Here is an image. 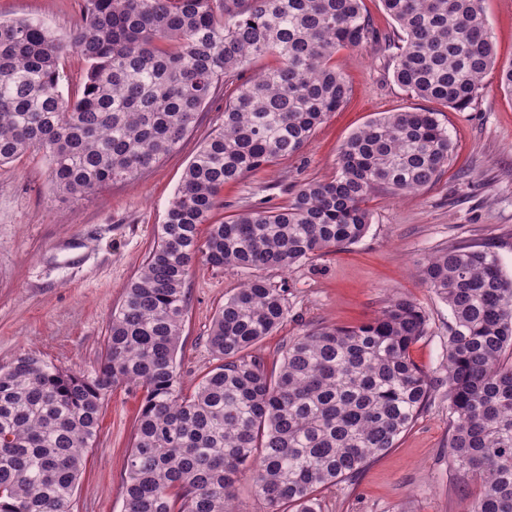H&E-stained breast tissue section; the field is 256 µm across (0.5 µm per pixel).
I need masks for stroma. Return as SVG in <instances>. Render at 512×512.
Wrapping results in <instances>:
<instances>
[{
  "label": "stroma",
  "instance_id": "stroma-1",
  "mask_svg": "<svg viewBox=\"0 0 512 512\" xmlns=\"http://www.w3.org/2000/svg\"><path fill=\"white\" fill-rule=\"evenodd\" d=\"M82 4L0 0V17L35 18L63 34L80 23ZM364 5L373 39L336 55L351 86L348 102L298 154L225 186L223 212L263 202L276 207L299 185L330 179L342 143L378 113L436 112L454 151L432 184L403 199L374 193L367 203L371 226L359 243L288 270H263L272 285L286 289L288 316L257 352L267 364L278 363L290 338L318 326L366 322L401 293L427 318L412 356L437 372L451 317L420 280V262L448 247H487L512 276V96L498 89L492 74L475 104L462 112L406 92L393 80L388 48L398 37L397 25L380 0ZM484 8L499 63H512V0H484ZM223 119L219 97L180 146L144 176L79 201L55 194L41 157L0 167V366L33 351L76 373L97 367L108 322L152 248L186 166ZM252 276L249 270L196 263L185 284L188 306L177 356L185 391L215 366L207 341L213 319L225 298ZM140 402L134 387L107 395L73 512H123L125 459ZM448 459V409L438 402L355 480L322 490V512H471L480 488L450 469Z\"/></svg>",
  "mask_w": 512,
  "mask_h": 512
}]
</instances>
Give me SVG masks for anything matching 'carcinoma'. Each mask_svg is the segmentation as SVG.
<instances>
[{"mask_svg":"<svg viewBox=\"0 0 512 512\" xmlns=\"http://www.w3.org/2000/svg\"><path fill=\"white\" fill-rule=\"evenodd\" d=\"M382 3L402 32L393 77L405 91L463 111L495 72L512 95L483 0ZM371 38L363 0H83L81 24L62 35L35 19L0 21V166L39 155L62 196L140 178L224 92V123L186 167L97 369L73 373L33 352L0 367V512H70L118 384L143 392L124 512H235L243 480L262 512H321V490L395 447L439 395L449 463L481 484L472 512H512V277L489 249L450 247L419 266L451 314L437 375L411 355L427 319L405 296L360 326L291 338L267 370L254 349L283 325L288 298L255 276L214 319L220 363L183 394L177 354L198 260L286 270L356 244L372 193L413 195L448 164L453 143L437 113L384 112L341 145L333 179L303 184L283 206L214 220L224 185L297 154L345 104L336 52ZM71 51L87 69L67 98L61 60Z\"/></svg>","mask_w":512,"mask_h":512,"instance_id":"carcinoma-1","label":"carcinoma"}]
</instances>
